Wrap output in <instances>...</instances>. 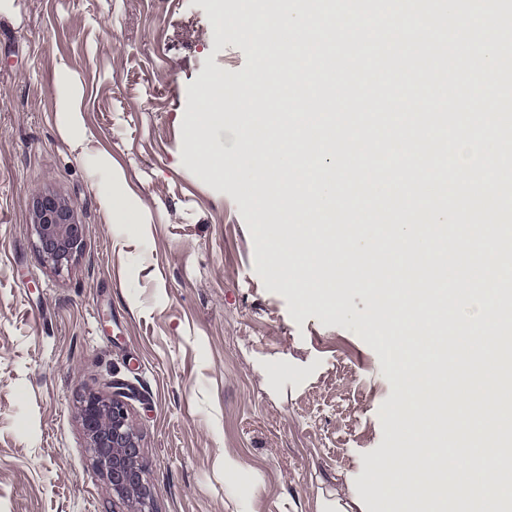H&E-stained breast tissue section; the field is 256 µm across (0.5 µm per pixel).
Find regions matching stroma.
<instances>
[{
    "instance_id": "stroma-1",
    "label": "stroma",
    "mask_w": 512,
    "mask_h": 512,
    "mask_svg": "<svg viewBox=\"0 0 512 512\" xmlns=\"http://www.w3.org/2000/svg\"><path fill=\"white\" fill-rule=\"evenodd\" d=\"M0 15V512H135L113 497L81 420L92 395L124 383L151 512H397L363 502L383 481L371 464L398 439L399 374L364 320L367 288L341 312L300 309L257 245L245 129L212 133L223 182L183 154V117L205 82L256 81L258 47L235 30L209 40L213 0H16ZM82 94V126L64 131L56 75ZM512 97L502 73L483 95L461 88L462 121ZM123 174L144 223L108 224L99 193ZM435 254L461 235L447 164ZM72 209L86 234L68 263L43 260L36 194ZM493 260L512 293V226ZM241 465L224 479L225 457Z\"/></svg>"
}]
</instances>
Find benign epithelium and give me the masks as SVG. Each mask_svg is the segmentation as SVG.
Here are the masks:
<instances>
[{
	"label": "benign epithelium",
	"instance_id": "obj_1",
	"mask_svg": "<svg viewBox=\"0 0 512 512\" xmlns=\"http://www.w3.org/2000/svg\"><path fill=\"white\" fill-rule=\"evenodd\" d=\"M32 218L39 249L47 260L61 265L80 250L85 225L75 222L65 201L52 194L36 195ZM124 398L123 388L118 385L107 398L89 396L81 410L82 424L113 495L121 500L140 499V512H146L147 502L142 498L144 474L139 464L140 438L129 419Z\"/></svg>",
	"mask_w": 512,
	"mask_h": 512
}]
</instances>
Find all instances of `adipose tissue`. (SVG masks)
Listing matches in <instances>:
<instances>
[{
  "instance_id": "ef3b65f1",
  "label": "adipose tissue",
  "mask_w": 512,
  "mask_h": 512,
  "mask_svg": "<svg viewBox=\"0 0 512 512\" xmlns=\"http://www.w3.org/2000/svg\"><path fill=\"white\" fill-rule=\"evenodd\" d=\"M456 19L480 31V47L459 42L452 53L460 64L469 85H489L495 74L504 70V58L496 51L491 33L512 22V0H386L381 23L396 34V45L408 44V34L416 26H430L440 18ZM480 138L472 126L463 124L457 136L448 144L450 161L464 164L472 184L485 181ZM101 205L111 224H139L143 213L126 192L122 174L110 176L108 186L100 196Z\"/></svg>"
}]
</instances>
